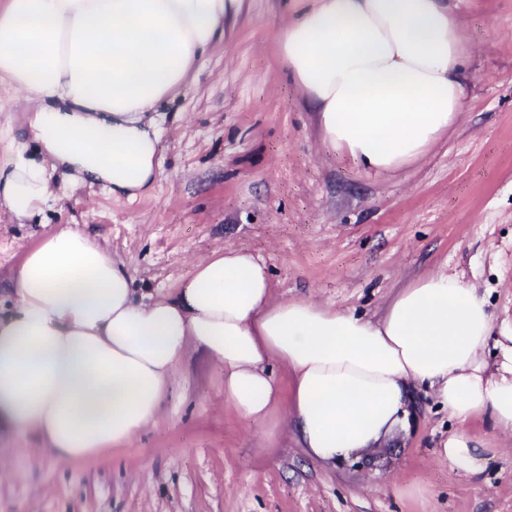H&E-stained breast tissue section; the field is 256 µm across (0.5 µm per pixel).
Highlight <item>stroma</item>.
I'll return each instance as SVG.
<instances>
[{
	"instance_id": "35a3bbf8",
	"label": "stroma",
	"mask_w": 512,
	"mask_h": 512,
	"mask_svg": "<svg viewBox=\"0 0 512 512\" xmlns=\"http://www.w3.org/2000/svg\"><path fill=\"white\" fill-rule=\"evenodd\" d=\"M291 0H243L186 87L155 109L161 169L136 200L53 177L59 200L20 221L0 206V315L26 252L66 227L121 259L135 287L171 292L199 259L246 248L275 293L373 315L399 288L439 270L488 303L495 354L512 331V0H464L471 80L454 129L421 161L368 174L321 139L289 81L278 34ZM30 103L0 87V167L38 145ZM410 431L337 465L292 434L261 442L224 405V372L195 354L174 370L163 414L126 446L60 464L38 440L0 432V512H512V434L489 416L457 423L419 391ZM464 430L481 448L466 475L438 456ZM416 485L422 492L405 495Z\"/></svg>"
}]
</instances>
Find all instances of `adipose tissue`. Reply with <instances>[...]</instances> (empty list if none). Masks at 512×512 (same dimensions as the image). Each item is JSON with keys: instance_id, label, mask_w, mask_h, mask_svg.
I'll return each instance as SVG.
<instances>
[{"instance_id": "obj_1", "label": "adipose tissue", "mask_w": 512, "mask_h": 512, "mask_svg": "<svg viewBox=\"0 0 512 512\" xmlns=\"http://www.w3.org/2000/svg\"><path fill=\"white\" fill-rule=\"evenodd\" d=\"M242 0H5L0 80L51 101L30 125L40 155L17 147L0 204L30 217L52 178L102 184L130 200L160 169L145 117L187 84ZM291 81L329 146L361 170L399 171L459 119L469 50L449 0H295L279 35ZM0 319V420L60 463L96 457L155 425L175 367L199 350L224 370V403L261 441L293 426L312 459L333 462L410 427L413 387L459 421L490 415L512 433V345L490 367L485 298L431 272L371 319L312 300H279L245 249L200 260L174 293L137 296L123 264L78 230L26 252ZM290 400L276 401L282 382ZM439 456L480 469L463 431Z\"/></svg>"}]
</instances>
